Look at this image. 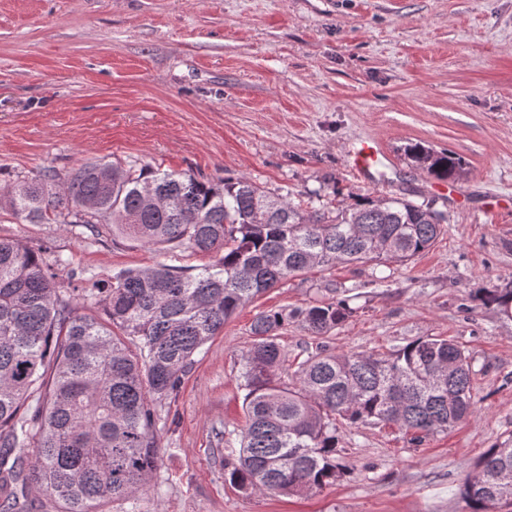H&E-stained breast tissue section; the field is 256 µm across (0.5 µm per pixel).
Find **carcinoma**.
Here are the masks:
<instances>
[{
  "label": "carcinoma",
  "instance_id": "obj_1",
  "mask_svg": "<svg viewBox=\"0 0 512 512\" xmlns=\"http://www.w3.org/2000/svg\"><path fill=\"white\" fill-rule=\"evenodd\" d=\"M405 155L450 179L462 159L421 143ZM29 224H68L174 254L224 251L192 273L158 263L121 269L77 297L58 288L34 251L0 239V512H145L162 484L158 408L177 396L194 356L239 307L313 268L408 261L444 233L432 202L390 196L313 210L243 177L219 181L136 164L87 163L61 176L19 179L3 194ZM292 309L259 312L240 356L244 428L224 429V481L245 495H304L343 474L341 428L394 424L420 443L475 411L472 365L458 344L427 336L387 357L302 351L292 387L276 381L285 356L277 332L300 321L321 339L353 316L347 288ZM479 300L512 315V286ZM471 512L512 506V438L491 445L464 480Z\"/></svg>",
  "mask_w": 512,
  "mask_h": 512
}]
</instances>
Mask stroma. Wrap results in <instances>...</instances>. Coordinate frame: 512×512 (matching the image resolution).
<instances>
[{
  "label": "stroma",
  "mask_w": 512,
  "mask_h": 512,
  "mask_svg": "<svg viewBox=\"0 0 512 512\" xmlns=\"http://www.w3.org/2000/svg\"><path fill=\"white\" fill-rule=\"evenodd\" d=\"M368 139L388 156L372 181L347 162ZM411 142L457 153L461 173L448 182L412 166ZM90 162L244 177L336 206L403 195L447 223L406 262L314 269L225 324L156 425L160 512H470L462 482L512 435V317L476 299L512 282V0H0V189ZM0 238L103 279L166 259L4 208ZM341 287L358 312L331 349L454 340L472 359L476 412L419 445L395 425L343 428L335 485L244 495L224 481L216 432L244 423L251 322Z\"/></svg>",
  "instance_id": "obj_1"
}]
</instances>
